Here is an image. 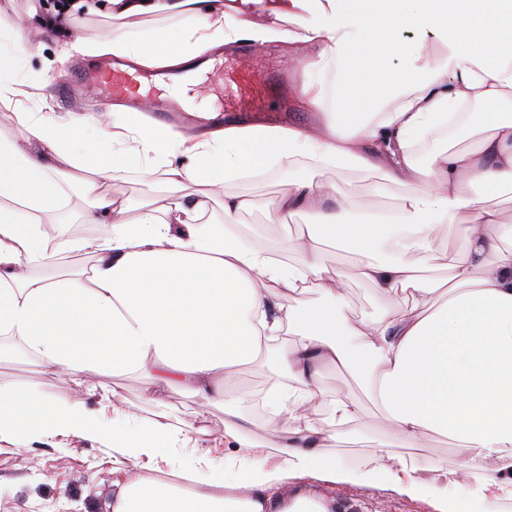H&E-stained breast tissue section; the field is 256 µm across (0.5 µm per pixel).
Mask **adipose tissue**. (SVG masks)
Instances as JSON below:
<instances>
[{
    "label": "adipose tissue",
    "mask_w": 512,
    "mask_h": 512,
    "mask_svg": "<svg viewBox=\"0 0 512 512\" xmlns=\"http://www.w3.org/2000/svg\"><path fill=\"white\" fill-rule=\"evenodd\" d=\"M116 17L164 13L172 36L140 28L123 38L77 35L60 58L115 55L144 68H174L193 79L196 60L248 43L289 46L303 69V104L324 120L316 132L265 126L204 129L189 136L139 112L23 111L26 85L5 79L29 56L13 25L0 20V104L17 132H0V336L85 384L89 377L137 371L143 395L184 386L194 403L223 401L240 368L290 336L280 375L265 395L274 445L250 443L233 407L224 409L222 459L195 454L168 412L128 426L102 422L83 401L50 398L0 382V439L58 434L95 437L112 449L119 489L112 512H335L305 474L363 481L408 499L436 500L439 512H498L512 497V224L496 204L512 187V0H77ZM408 29L416 39L400 42ZM447 46L425 51L428 36ZM405 60L400 69L391 56ZM490 104L487 112L470 104ZM463 111L481 138L421 163L419 145ZM306 173L297 176L298 163ZM326 168H351L406 186L400 203L360 221L344 218ZM138 171L163 187L138 213L103 190ZM268 170L287 188L278 219L306 214L296 238L277 249L250 244L238 215L250 201L224 197L223 220L206 221L219 186ZM198 185L187 193V185ZM84 200L93 238L69 236L57 214ZM463 238L461 259L444 276L433 260L438 227ZM388 246V261L371 253ZM362 263L328 270L324 248ZM92 255L89 271L42 274L59 251ZM355 277L383 298L368 320L347 317L341 287ZM315 292V305H282V293ZM346 369L365 386L395 440L376 445L373 465L353 473L321 450L336 426L359 420L357 401L337 396L333 427L310 419L325 367ZM447 437L468 479L460 493L423 481L424 461L393 467V445L419 448ZM182 454H175V447ZM164 462L158 478L130 461Z\"/></svg>",
    "instance_id": "ef3b65f1"
}]
</instances>
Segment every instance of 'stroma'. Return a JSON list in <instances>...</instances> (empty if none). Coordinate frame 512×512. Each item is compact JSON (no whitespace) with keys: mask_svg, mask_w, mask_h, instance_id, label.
Instances as JSON below:
<instances>
[{"mask_svg":"<svg viewBox=\"0 0 512 512\" xmlns=\"http://www.w3.org/2000/svg\"><path fill=\"white\" fill-rule=\"evenodd\" d=\"M38 4L39 0H0V17L20 26L23 34L40 49L39 56L18 66L16 78L33 77L43 60L53 63L49 84L25 100V110L100 111V104L84 96L73 74L74 68L82 62L81 57L65 61L58 58L62 33H40L33 29L29 13ZM274 56V51L255 48L246 56L236 50L218 55L216 61L221 65L220 70L208 71L200 88L198 102L202 111H215L239 101L241 73L251 70L256 77H263L266 69L274 67ZM324 178L335 183L337 190L348 198L350 210L356 213L392 208L406 193L405 187L396 184L377 188L374 179L348 169H327ZM284 187L283 178L273 172L226 185V192L245 195L252 202L239 217L249 242L270 247L284 237L299 233L297 224L284 227L268 218ZM275 378L271 358L260 359L244 367L240 374L242 385L249 391L248 397H239L233 390L226 395L225 402L236 404L239 414L247 421L251 437L257 441L266 438L265 424L270 411L258 408L255 398L266 394ZM0 379L36 387L49 397L82 396L87 407L101 419L107 422L112 419L109 402L87 392L86 388L77 386L52 368L37 364L17 346H10L8 354L0 357ZM100 381L121 395L129 422L146 419L162 408L173 410L175 425L189 433L197 453L223 455L225 403L192 405L186 394L176 387L165 389L154 400H146L142 396V377L133 371L107 374L101 376ZM317 387L321 406L314 420L319 424H330V405L336 395L360 401L362 412L358 426L337 429L335 445L325 448L324 453L339 468L366 470L372 463L376 440L388 435L378 409L345 369L324 368ZM394 455L446 461L447 471L428 470L422 477L427 482L448 487L450 491H459L463 480L459 469L461 458L447 438L433 437L422 448H398ZM113 480L112 451L103 441L70 435L23 444L0 442V512H106L116 492ZM300 483L315 487L336 512H436L431 500H409L365 483L321 481L311 475L302 477Z\"/></svg>","mask_w":512,"mask_h":512,"instance_id":"1","label":"stroma"}]
</instances>
